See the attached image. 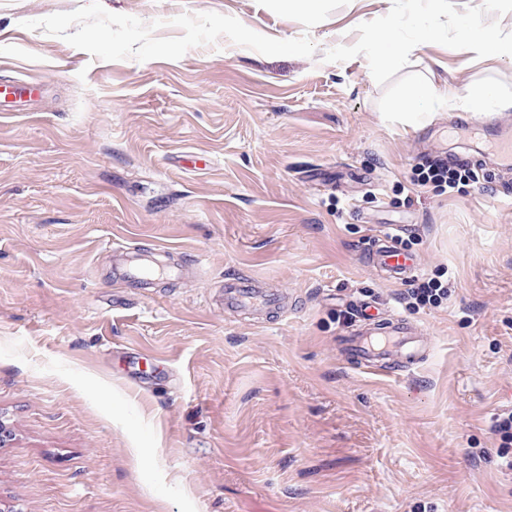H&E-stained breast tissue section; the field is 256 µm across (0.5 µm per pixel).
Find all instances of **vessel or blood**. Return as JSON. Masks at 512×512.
Wrapping results in <instances>:
<instances>
[{"label": "vessel or blood", "instance_id": "vessel-or-blood-1", "mask_svg": "<svg viewBox=\"0 0 512 512\" xmlns=\"http://www.w3.org/2000/svg\"><path fill=\"white\" fill-rule=\"evenodd\" d=\"M374 264L389 276L401 279L418 269L417 259L383 243L372 255ZM277 296L250 280L232 279L224 284V306L250 315L276 308ZM342 356L360 369L406 371L427 356L430 340L411 322L399 317L360 319L351 331L337 338Z\"/></svg>", "mask_w": 512, "mask_h": 512}]
</instances>
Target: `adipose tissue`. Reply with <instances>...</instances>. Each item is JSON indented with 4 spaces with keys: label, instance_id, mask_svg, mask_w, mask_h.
Here are the masks:
<instances>
[{
    "label": "adipose tissue",
    "instance_id": "adipose-tissue-1",
    "mask_svg": "<svg viewBox=\"0 0 512 512\" xmlns=\"http://www.w3.org/2000/svg\"><path fill=\"white\" fill-rule=\"evenodd\" d=\"M457 28L465 52L475 53L498 63L512 64L511 39L499 37L492 29L469 16L461 17ZM434 36L433 30L420 29L416 43L430 41ZM367 39L374 47L370 68L376 74L384 73L394 63L407 59L416 45L401 42L390 28L369 31ZM442 107H467L476 112H498L512 108V97L503 94L491 81L477 83L460 91L435 84L431 78L423 75L407 82L393 105L398 112H431Z\"/></svg>",
    "mask_w": 512,
    "mask_h": 512
}]
</instances>
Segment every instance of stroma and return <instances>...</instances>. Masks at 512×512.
<instances>
[{
	"mask_svg": "<svg viewBox=\"0 0 512 512\" xmlns=\"http://www.w3.org/2000/svg\"><path fill=\"white\" fill-rule=\"evenodd\" d=\"M88 0H0V506L12 512H512V109L395 112L417 74L462 89L512 65L473 59L455 23L512 38V0H350L312 29L257 0H101L161 21L216 12L313 57L220 38L180 59L104 61L22 23ZM420 46L384 74L366 28ZM476 179L448 195L434 160ZM399 225L420 270L387 279L372 239ZM162 264L149 288L122 254ZM284 296L264 320L222 304L225 279ZM440 306L405 295L422 279ZM432 338L410 371L336 349L353 306ZM408 298L414 300L412 304L440 306L443 300L448 299V289L441 282L430 278L423 281L418 288H412L408 292ZM492 434L500 441V447L512 446V409L495 415L491 426Z\"/></svg>",
	"mask_w": 512,
	"mask_h": 512,
	"instance_id": "stroma-1",
	"label": "stroma"
}]
</instances>
